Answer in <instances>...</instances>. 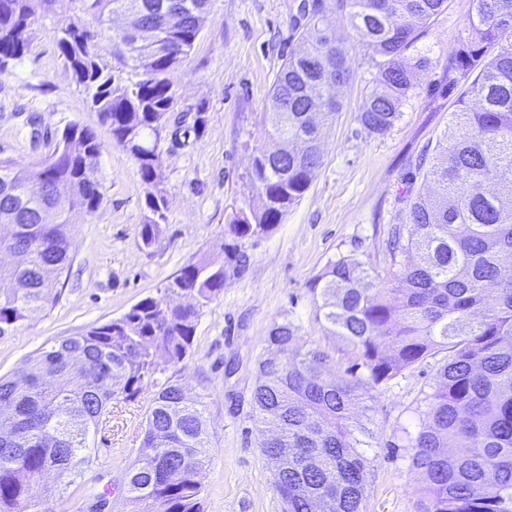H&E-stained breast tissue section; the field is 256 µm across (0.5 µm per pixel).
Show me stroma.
Wrapping results in <instances>:
<instances>
[{"mask_svg":"<svg viewBox=\"0 0 512 512\" xmlns=\"http://www.w3.org/2000/svg\"><path fill=\"white\" fill-rule=\"evenodd\" d=\"M299 2L209 0L195 46L171 76L176 103L159 142L168 208L162 232L147 250L139 246V231L149 187L91 110L87 90L72 80L56 31L72 23L96 32L100 63L125 83L139 76L121 65L104 23L82 12L77 0H54L41 12L30 53L0 76V151L36 167L54 151L64 127H90L102 144L104 196L96 212L71 217L75 242L55 298L15 332L0 336V376L14 377L46 342L121 317L189 262L204 258L223 265L221 245L232 239L231 217L251 194L246 175L252 149L270 144L263 114L282 55L297 44ZM472 7V0H448L447 10L408 48L407 59L424 57L430 64L417 74L412 96L383 135L369 133L358 119L380 59L359 44L343 13H331L333 38L355 47L356 55L349 82L337 90L342 110L322 128L323 163L280 224L245 242V270L228 275L223 293L201 308L186 357L176 364L159 360L154 374L203 402L213 446L204 512H283L260 447L267 430L256 420L253 391L259 361L276 353L269 332L285 321L297 328V350L325 355L324 377L357 385L349 423L370 429L364 445L371 461L367 512H417L422 476L409 438L429 410L442 358L427 357L388 382L373 383L358 366L357 350L316 319L310 284L329 262L348 257L362 263L373 287L393 286L397 267L388 239L402 221L413 165L442 137L469 86L451 63L468 37ZM199 105L206 108V125L200 134L185 136ZM152 395L148 387L114 406L111 426L92 436L94 454L80 476L34 486L38 512H136L123 480L138 457Z\"/></svg>","mask_w":512,"mask_h":512,"instance_id":"stroma-1","label":"stroma"}]
</instances>
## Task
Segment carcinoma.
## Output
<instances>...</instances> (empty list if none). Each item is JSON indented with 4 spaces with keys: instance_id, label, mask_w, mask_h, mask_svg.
<instances>
[{
    "instance_id": "cac0c4a2",
    "label": "carcinoma",
    "mask_w": 512,
    "mask_h": 512,
    "mask_svg": "<svg viewBox=\"0 0 512 512\" xmlns=\"http://www.w3.org/2000/svg\"><path fill=\"white\" fill-rule=\"evenodd\" d=\"M171 1L180 4L184 20L167 39L184 58L204 26L208 0H79L84 11L100 18L146 6L159 11ZM317 2L320 15L294 23L310 57L291 50L283 58L264 127L270 139L305 142L313 151L319 127L302 112L306 94L332 99L322 116L333 118L340 103L332 89L349 80L353 63L350 48L329 34L326 0ZM336 7L381 58L359 121L369 133L383 135L413 92L416 73L429 66L424 57L407 60L405 51L448 0H336ZM37 23L36 0H0V25L22 30L12 62L30 52ZM469 27L453 69L475 74L465 94L476 104L459 100L442 139L416 159L418 175L434 181L437 191L424 194L412 182L406 192L407 211L390 239L397 286L367 287L366 270L347 257L328 264L310 285L316 319L359 350L373 382L444 355L426 419L409 438L423 479L421 512H512V278L501 277L502 265L512 260V0H473ZM108 33L120 62L141 75L137 82L127 84L100 67L94 33L70 24L54 39L112 141L152 184L161 163L159 129L175 102L170 75L177 66L151 47L129 56L120 35L111 28ZM495 45L497 53L486 58ZM65 130L84 139L86 156L33 169L0 153V223L15 224L10 246L24 253L18 265L0 273L1 336L53 298L74 245L68 211L41 223L34 186L75 188L77 205L89 214L103 200L97 133L77 123ZM263 158L264 149L255 148L247 174L255 195L231 219L235 242L222 244L226 266L190 262L159 296L140 300L120 318L82 335L44 344L16 377L0 378V458L12 459L0 463V512H35L34 482L50 471L72 472L76 459L90 462V434L110 417L112 402L136 399L146 380L155 391L138 459L124 477L128 497L143 512H201L212 454L202 401L152 376L156 357L172 364L183 360L200 306L224 291L226 268L238 273L244 267L239 241L273 230L322 164L320 156L311 165L290 157L285 174ZM145 207L139 237L148 249L165 219L164 192L148 193ZM174 284L191 291L188 301L171 303ZM296 334L288 321L271 329L268 340L282 359L259 364L253 392L257 420L276 430L262 443L264 455L271 464L280 449L291 457L287 470L272 467L274 490L288 494V512H311V499L329 485L326 512H366L370 460L348 424L355 385L321 378L326 357L299 353Z\"/></svg>"
}]
</instances>
